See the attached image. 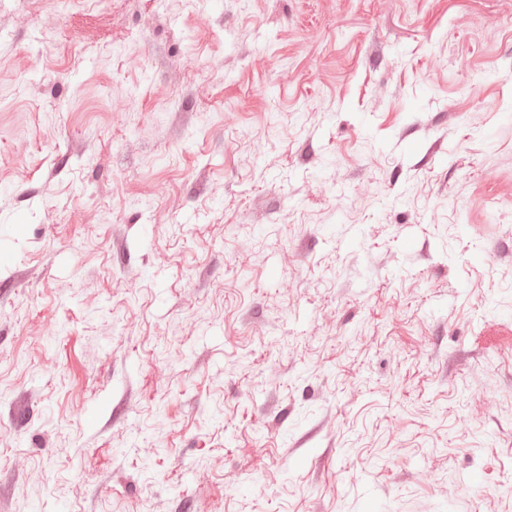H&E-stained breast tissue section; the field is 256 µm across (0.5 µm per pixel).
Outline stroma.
Wrapping results in <instances>:
<instances>
[{
    "label": "stroma",
    "instance_id": "35a3bbf8",
    "mask_svg": "<svg viewBox=\"0 0 512 512\" xmlns=\"http://www.w3.org/2000/svg\"><path fill=\"white\" fill-rule=\"evenodd\" d=\"M0 512H512V0H0Z\"/></svg>",
    "mask_w": 512,
    "mask_h": 512
}]
</instances>
